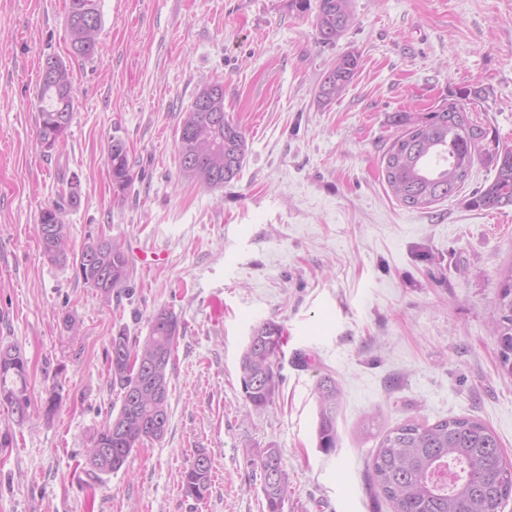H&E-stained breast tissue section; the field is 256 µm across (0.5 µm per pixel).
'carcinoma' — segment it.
Wrapping results in <instances>:
<instances>
[{"instance_id":"1","label":"carcinoma","mask_w":512,"mask_h":512,"mask_svg":"<svg viewBox=\"0 0 512 512\" xmlns=\"http://www.w3.org/2000/svg\"><path fill=\"white\" fill-rule=\"evenodd\" d=\"M315 26L324 43L340 37L351 25L350 0H317ZM68 26L71 54L90 59L97 51L102 27L99 0H69ZM360 57L350 51L341 55L324 76L319 88L321 102L329 103L352 83ZM483 90L451 93L421 115L396 112L391 123L400 128L383 156V176L394 197L416 208H427L458 192L475 163L495 171L491 184L469 198L472 208L512 206V148L500 146L496 130L469 115L467 100L480 99ZM39 138L47 149L67 137L74 101L70 68L59 59L41 73ZM247 142L241 127L224 118V87L206 85L193 101L178 137L180 169L188 178L216 189L234 179L246 156ZM112 189L129 191L134 175L125 145L112 141L108 153ZM36 233L45 257L51 262L73 260L83 281L109 297L129 281L131 264L122 247L110 239H98L95 260L88 259L86 244L68 257L69 230L63 209L55 204L43 209ZM497 342L502 365L512 374V274L502 282L498 295ZM180 334V321L162 309L150 321L148 335L130 340L119 331L112 337L110 371L112 384L121 390V404L86 449L90 474L116 473L134 449L146 440H161L169 422V398L156 407L152 390L157 381L169 386V365ZM283 330L274 322L255 327L241 358L244 398L255 408L273 403L282 382L277 366ZM141 363L134 368L129 359ZM319 404L320 447H336V409L342 391L325 376L316 387ZM32 406L27 390V360L21 348L0 346V408L15 423L25 422ZM112 449V458H101L98 449ZM183 471L182 490L187 498L202 501L209 493L212 476L209 455ZM266 512H283L288 497V474L277 448H267L259 459ZM371 481L392 505L394 512H504L512 497V467L507 465L496 432L469 417H452L432 425L408 421L382 438L369 465Z\"/></svg>"}]
</instances>
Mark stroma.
Wrapping results in <instances>:
<instances>
[{
	"label": "stroma",
	"mask_w": 512,
	"mask_h": 512,
	"mask_svg": "<svg viewBox=\"0 0 512 512\" xmlns=\"http://www.w3.org/2000/svg\"><path fill=\"white\" fill-rule=\"evenodd\" d=\"M99 5L97 51L74 60L67 0H0V344L24 352L36 407L20 427L0 411L15 437L0 452V512H265L256 464L268 448L288 474L284 512H391L369 463L382 433L409 420L478 419L512 462V375L495 336L512 207L469 206L495 178L480 163L427 209L396 200L381 166L394 113L464 89L485 90L472 118L512 146V0H350L353 24L332 44L290 0ZM349 51L360 57L352 84L320 103L325 73ZM50 56L69 61L75 97L51 150L36 98ZM214 80L247 154L236 178L209 189L183 176L177 138ZM117 139L135 174L122 196L107 161ZM73 179L70 251L105 237L131 260L108 298L75 264L48 262L35 233ZM163 308L181 322L168 429L92 479L85 450L121 403L111 340L121 329L144 338ZM265 321L286 337L283 382L257 409L241 356ZM327 375L342 390L328 451L315 393ZM200 449L212 484L197 502L181 476Z\"/></svg>",
	"instance_id": "obj_1"
}]
</instances>
